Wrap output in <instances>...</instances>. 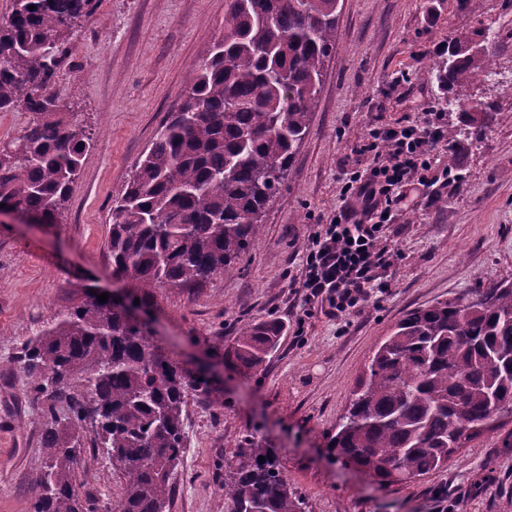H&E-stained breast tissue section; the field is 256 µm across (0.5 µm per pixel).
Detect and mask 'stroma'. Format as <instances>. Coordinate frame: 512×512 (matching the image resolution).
Returning a JSON list of instances; mask_svg holds the SVG:
<instances>
[{"label": "stroma", "mask_w": 512, "mask_h": 512, "mask_svg": "<svg viewBox=\"0 0 512 512\" xmlns=\"http://www.w3.org/2000/svg\"><path fill=\"white\" fill-rule=\"evenodd\" d=\"M228 0H95L69 41L51 86L91 128L94 148L56 223L0 218V512H27L38 493L47 418L13 361L85 288L113 289L112 204L138 158L183 103L192 68L224 31ZM484 43L494 75L452 95L491 104L493 124L438 145L423 180L400 188L383 228L402 257L390 288L346 319L306 309L295 286L322 218L340 203L343 172L366 168L372 127L423 112L446 126L459 113L435 78L449 36ZM512 285V0H341L336 49L312 105L308 132L261 233L231 272L199 284L153 288L144 305L153 340L177 362L205 367L224 407L190 393L187 442L170 512H229L222 464L244 439L274 449L305 512H512V416L459 449L447 468L381 485L329 454L328 442L376 346L413 309ZM283 329L264 368L244 374L227 355L244 327ZM120 476L105 460L78 470L81 494L114 506Z\"/></svg>", "instance_id": "stroma-1"}]
</instances>
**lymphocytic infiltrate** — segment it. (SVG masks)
<instances>
[{
  "label": "lymphocytic infiltrate",
  "instance_id": "f902f5d3",
  "mask_svg": "<svg viewBox=\"0 0 512 512\" xmlns=\"http://www.w3.org/2000/svg\"><path fill=\"white\" fill-rule=\"evenodd\" d=\"M445 131L434 118L369 129L362 150L372 162L364 170L344 173L341 204L315 233L305 257L298 283L305 305L323 306L328 315L342 318L359 312L374 294L387 292L384 274L398 252L386 244L382 229L393 194L430 169Z\"/></svg>",
  "mask_w": 512,
  "mask_h": 512
}]
</instances>
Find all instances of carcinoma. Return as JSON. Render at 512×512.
Instances as JSON below:
<instances>
[{
    "label": "carcinoma",
    "instance_id": "carcinoma-1",
    "mask_svg": "<svg viewBox=\"0 0 512 512\" xmlns=\"http://www.w3.org/2000/svg\"><path fill=\"white\" fill-rule=\"evenodd\" d=\"M92 2L14 0L0 24V112L31 114L17 136L0 142V203L47 224L65 207L93 147V133L47 92L56 75L50 54L62 65ZM338 6L228 0L224 35L194 68L184 103L112 205V269L129 283L130 299L224 273L258 237L309 128L336 46ZM488 65L485 52L450 44L436 79L450 92ZM458 107L460 123L477 132L492 119L490 110L477 119ZM281 331L274 319L242 329L232 351L239 368L261 370ZM15 362L50 418L39 493L27 512H95L76 487L87 456L107 459L122 475L116 512H169L186 448V398L199 392L222 409L221 390L95 294L28 338ZM505 413L512 415L511 285L399 321L357 381L332 451L381 483L403 482L448 467L458 448ZM224 468L231 512H304L272 449L246 439Z\"/></svg>",
    "mask_w": 512,
    "mask_h": 512
}]
</instances>
